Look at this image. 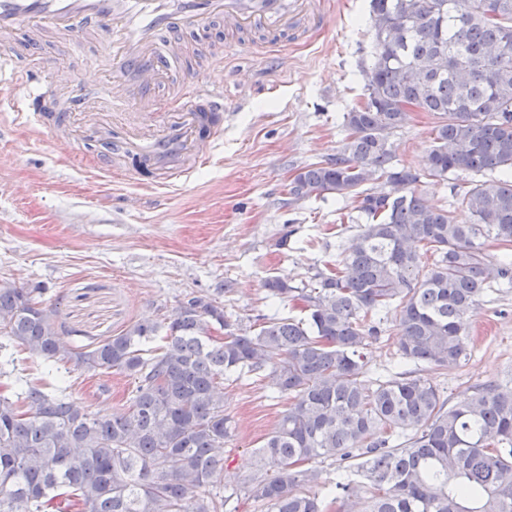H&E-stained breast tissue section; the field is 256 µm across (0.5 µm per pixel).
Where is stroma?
Instances as JSON below:
<instances>
[{"mask_svg": "<svg viewBox=\"0 0 512 512\" xmlns=\"http://www.w3.org/2000/svg\"><path fill=\"white\" fill-rule=\"evenodd\" d=\"M333 16L320 31L292 38L283 69L252 60L248 49L224 61V93L239 105L224 123V139L209 162L174 186L150 185L137 163L115 182L102 177L111 151L100 136L111 112L73 109L70 125L36 133L19 124L9 105L21 87L0 85V285L43 288L63 343L80 347L129 329L164 322L186 295L216 293L234 327L263 318H302L304 310L267 296L266 279L277 276L313 289L319 273L341 265L360 230L351 200L336 196L291 201L288 183L297 170L335 155L347 135L343 116L363 92L360 63L372 60L369 0H333ZM181 41L194 53L174 68L160 96L175 92L186 75L206 73L224 26L189 28ZM21 65L58 60L79 82L107 80L104 43L87 41L61 53L45 27L22 26L0 36ZM403 164L422 169L431 145V120L422 112L389 135ZM469 175L428 179L419 190L429 204L462 206ZM227 293H219V286ZM472 338L467 361L427 376L449 404L480 383L512 381V288L483 296L467 319ZM15 367L0 387L15 392L33 377L66 385L75 405L115 412L128 405L131 377H112L111 397L96 394L97 380L73 362L51 368L14 353ZM286 398L247 381L224 383V413L233 435L213 487L241 493L255 473L252 451L287 408Z\"/></svg>", "mask_w": 512, "mask_h": 512, "instance_id": "35a3bbf8", "label": "stroma"}]
</instances>
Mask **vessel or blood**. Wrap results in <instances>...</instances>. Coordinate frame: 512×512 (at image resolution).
<instances>
[{"label": "vessel or blood", "mask_w": 512, "mask_h": 512, "mask_svg": "<svg viewBox=\"0 0 512 512\" xmlns=\"http://www.w3.org/2000/svg\"><path fill=\"white\" fill-rule=\"evenodd\" d=\"M31 17L61 36L64 49L72 50L82 38L109 32V68L114 77L102 84H74L69 74L45 61L30 69L17 66L15 56L0 51V83L25 88L13 106L24 125L36 131L50 130L67 122L55 109L56 97L68 96L83 105L111 110L114 121L112 153L137 157L156 185H167L189 174L190 164H204L224 133V114L229 105L224 96L225 53L237 52L240 35L260 29L271 35L265 48L276 57L278 38L301 31L322 29L327 22L324 0H0V34L19 29ZM220 19L228 35L222 51L210 65L214 81L190 79L182 92L165 101L170 121L163 134L143 137L136 131L142 108L156 102V90L189 50L176 42L182 29Z\"/></svg>", "instance_id": "1"}]
</instances>
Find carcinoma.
I'll return each mask as SVG.
<instances>
[{
    "mask_svg": "<svg viewBox=\"0 0 512 512\" xmlns=\"http://www.w3.org/2000/svg\"><path fill=\"white\" fill-rule=\"evenodd\" d=\"M370 26L374 61L345 141L288 184L296 200L350 197L364 224L318 291L264 283L306 317L231 330L215 298L195 295L164 326L137 323L75 351L43 289L0 285V336L31 359L137 380L120 413L81 409L42 380L0 392V512H237L234 494L209 490L231 437L218 392L230 373L257 374L288 399L246 489L267 512H347L356 500L365 512H512V384H476L450 405L425 377L372 376L363 353L392 311L397 363L455 367L469 354L466 315L512 284V0H370ZM409 106L436 119L421 171L388 141ZM459 172L473 176L465 224L418 191ZM489 241L505 252L496 263ZM328 458L354 475L329 501L316 490Z\"/></svg>",
    "mask_w": 512,
    "mask_h": 512,
    "instance_id": "obj_1",
    "label": "carcinoma"
}]
</instances>
